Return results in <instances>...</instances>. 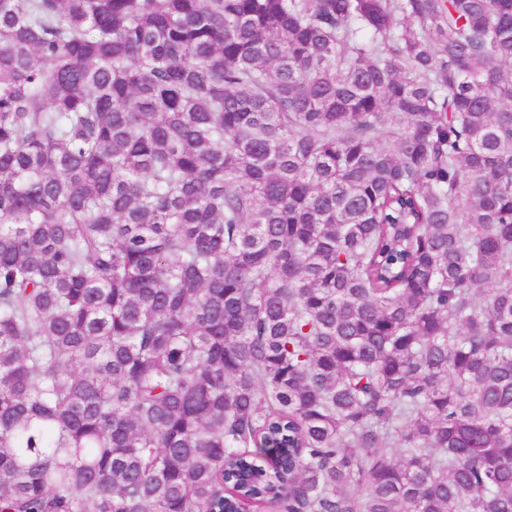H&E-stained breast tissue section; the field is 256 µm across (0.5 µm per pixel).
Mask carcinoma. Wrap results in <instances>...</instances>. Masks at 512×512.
Masks as SVG:
<instances>
[{
	"instance_id": "cac0c4a2",
	"label": "carcinoma",
	"mask_w": 512,
	"mask_h": 512,
	"mask_svg": "<svg viewBox=\"0 0 512 512\" xmlns=\"http://www.w3.org/2000/svg\"><path fill=\"white\" fill-rule=\"evenodd\" d=\"M251 507L512 512V0H0V512Z\"/></svg>"
}]
</instances>
